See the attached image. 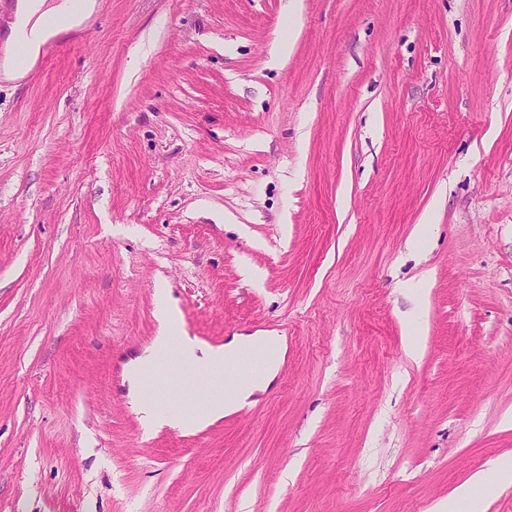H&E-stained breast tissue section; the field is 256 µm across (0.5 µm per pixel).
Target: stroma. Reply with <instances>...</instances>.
Segmentation results:
<instances>
[{"instance_id":"obj_1","label":"stroma","mask_w":512,"mask_h":512,"mask_svg":"<svg viewBox=\"0 0 512 512\" xmlns=\"http://www.w3.org/2000/svg\"><path fill=\"white\" fill-rule=\"evenodd\" d=\"M98 2L0 79V512H430L512 458V0ZM160 285L281 336L249 409L143 431Z\"/></svg>"}]
</instances>
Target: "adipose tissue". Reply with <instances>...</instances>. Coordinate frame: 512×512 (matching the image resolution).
I'll use <instances>...</instances> for the list:
<instances>
[{"instance_id": "adipose-tissue-1", "label": "adipose tissue", "mask_w": 512, "mask_h": 512, "mask_svg": "<svg viewBox=\"0 0 512 512\" xmlns=\"http://www.w3.org/2000/svg\"><path fill=\"white\" fill-rule=\"evenodd\" d=\"M71 12L68 0H18L14 20L11 24L8 42L20 44L27 61H34L42 44L53 35L47 19L51 16L66 17ZM157 319L159 328L147 351L131 363L130 379L140 383L143 376L154 371L159 362L167 357L175 339H182V360L190 365L206 369H219L224 362L235 359L247 347L259 344L256 336H237L228 343L212 347L183 337L182 322L177 308L166 298H159ZM278 364H268L250 384L237 388L230 394L216 396L205 401L194 415L181 412H165L159 409L157 399L143 391H136L134 405L143 428L155 431L168 426L179 430H191L205 426L249 405L251 397L266 390L278 372ZM512 480V459L497 461L493 472L474 474L469 483L458 487L449 498L447 512H458L460 505L472 504L471 488L484 486L486 491L495 490L500 483Z\"/></svg>"}]
</instances>
